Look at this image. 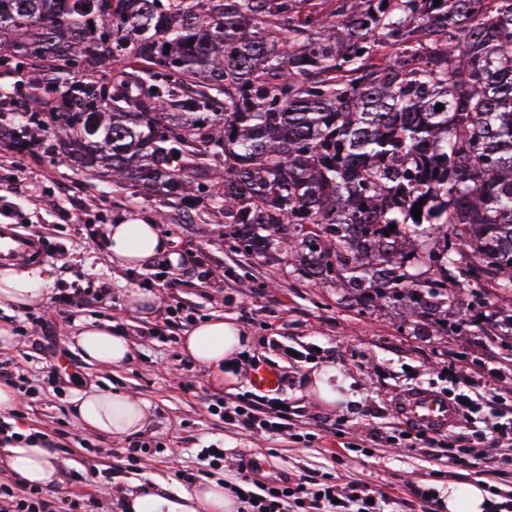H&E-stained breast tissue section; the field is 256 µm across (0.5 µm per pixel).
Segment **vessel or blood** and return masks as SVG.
Returning <instances> with one entry per match:
<instances>
[{"mask_svg": "<svg viewBox=\"0 0 512 512\" xmlns=\"http://www.w3.org/2000/svg\"><path fill=\"white\" fill-rule=\"evenodd\" d=\"M251 385L257 391L272 393L280 389L281 376L275 368L261 365L254 369ZM396 414L413 429L438 434L457 425L459 406L449 397L420 388L402 395Z\"/></svg>", "mask_w": 512, "mask_h": 512, "instance_id": "1", "label": "vessel or blood"}]
</instances>
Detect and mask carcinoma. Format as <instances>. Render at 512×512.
Returning <instances> with one entry per match:
<instances>
[{"label": "carcinoma", "mask_w": 512, "mask_h": 512, "mask_svg": "<svg viewBox=\"0 0 512 512\" xmlns=\"http://www.w3.org/2000/svg\"><path fill=\"white\" fill-rule=\"evenodd\" d=\"M19 75L18 150L182 212L220 179L234 248L302 252L364 311L512 293V0H0Z\"/></svg>", "instance_id": "cac0c4a2"}]
</instances>
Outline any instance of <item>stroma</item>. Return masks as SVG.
<instances>
[{"instance_id":"stroma-1","label":"stroma","mask_w":512,"mask_h":512,"mask_svg":"<svg viewBox=\"0 0 512 512\" xmlns=\"http://www.w3.org/2000/svg\"><path fill=\"white\" fill-rule=\"evenodd\" d=\"M0 158L6 162L0 185L12 187L0 203V235L40 236L45 249H31L21 263L49 268L51 275L43 305L0 307V323L9 322L15 334L0 359L21 364L26 389L14 409L0 412V421L23 435L40 428L79 440L75 452H58L57 459L62 478L82 474L81 487L91 495L84 512H118L122 494L143 484L159 491L184 488L187 474L199 487L228 485L242 457L269 482L291 473L314 482L327 476L340 484L370 481L387 495L384 512H430L412 495L416 486L440 495L456 481L485 484V476L464 460L473 444L470 429L458 427L434 447L407 451L395 440L406 425L394 409L399 395L417 388L447 392L446 371L457 360L480 364L490 353L512 351L480 331L481 289L449 291L448 320L463 328L448 334L433 317L413 316L398 302L364 312L346 283L305 279L290 255L264 258L234 250L233 227L213 201L184 216L173 199L113 187L107 177L59 155L16 152L5 137ZM145 216L161 225L176 262L158 258L132 271L115 267L102 229ZM103 284L112 289L106 304L93 299ZM133 288L158 297L155 317L126 309L124 297ZM71 292L81 294L79 306L57 304L59 295ZM216 317L234 321L249 338L237 367L222 377L182 348L187 331ZM89 319L111 323L127 336L132 360L102 370L72 350L77 322ZM258 365L281 375L288 428H243L209 410L216 403H250ZM321 370L349 380L351 398L320 402L310 377ZM90 385L147 401L151 414L144 428L116 440L81 427L75 398L79 387ZM211 444L223 448L224 460L209 467L199 451ZM133 446L145 452L130 463L126 450ZM106 449L107 459L101 456Z\"/></svg>"}]
</instances>
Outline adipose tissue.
Instances as JSON below:
<instances>
[{
	"label": "adipose tissue",
	"mask_w": 512,
	"mask_h": 512,
	"mask_svg": "<svg viewBox=\"0 0 512 512\" xmlns=\"http://www.w3.org/2000/svg\"><path fill=\"white\" fill-rule=\"evenodd\" d=\"M106 250L110 261L120 267L139 268L165 253L167 240L158 224L139 220L122 222L108 225ZM43 280V274L28 267L0 268V304L17 308L39 304ZM72 340L81 358L89 364L119 366L132 357L127 336L114 331L108 323H80ZM247 342V336L235 322L222 319L200 323L183 338V346L192 358L217 371L222 370L226 360L242 351ZM148 408L142 399L91 386L79 392L74 413L83 427L122 437L144 427ZM0 460L9 474L27 486L46 487L60 479V465L54 453L37 443L2 448ZM121 512H237V503L218 484L169 494L145 489L124 494Z\"/></svg>",
	"instance_id": "obj_1"
}]
</instances>
